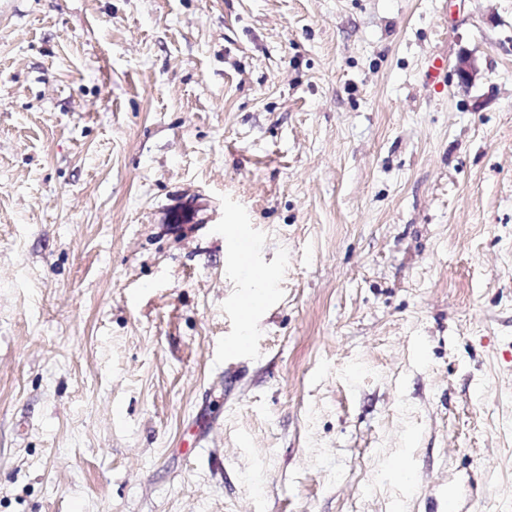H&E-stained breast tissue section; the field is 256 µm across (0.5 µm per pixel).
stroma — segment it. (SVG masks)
Here are the masks:
<instances>
[{"label":"stroma","mask_w":512,"mask_h":512,"mask_svg":"<svg viewBox=\"0 0 512 512\" xmlns=\"http://www.w3.org/2000/svg\"><path fill=\"white\" fill-rule=\"evenodd\" d=\"M448 496L512 502V0H0V512Z\"/></svg>","instance_id":"35a3bbf8"}]
</instances>
